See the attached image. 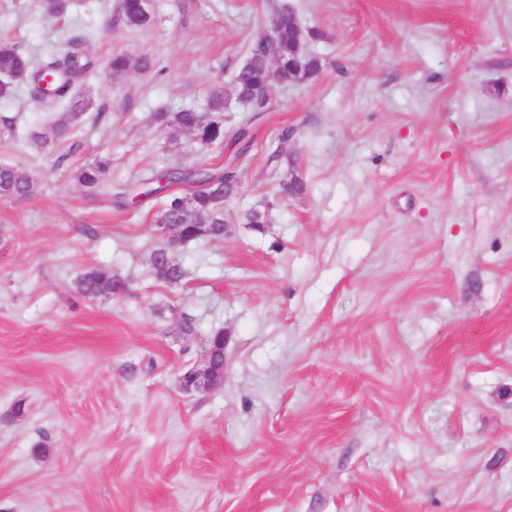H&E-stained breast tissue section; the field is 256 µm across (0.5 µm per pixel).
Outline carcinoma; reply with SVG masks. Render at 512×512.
Segmentation results:
<instances>
[{
	"instance_id": "carcinoma-1",
	"label": "carcinoma",
	"mask_w": 512,
	"mask_h": 512,
	"mask_svg": "<svg viewBox=\"0 0 512 512\" xmlns=\"http://www.w3.org/2000/svg\"><path fill=\"white\" fill-rule=\"evenodd\" d=\"M69 8L68 0H41V11L46 17H59ZM116 10L120 20L128 27L143 28L151 21L147 0H118ZM288 9L277 11L275 30H263L250 47L251 67L235 77L237 99L255 110L267 107L271 98L266 61L273 60L283 70L288 64L301 63L300 77L309 79L322 70V60L314 55L304 59L295 53ZM94 71V62L87 56L67 52L40 63L32 61L17 43L0 40V98L12 95L15 82L24 80L32 97L46 105L61 109L60 116L40 131L31 132L25 143L42 150L54 147L71 138L80 117L91 106V101L78 94L76 87L84 84ZM52 78V94H46L41 83ZM154 120L175 134H190L201 146L227 149L230 161L223 168L205 163L193 165L180 158L167 161L154 179L140 183V191L131 194L122 189L116 194L117 206L136 203L160 195L163 197L156 219L158 224H181L183 232L193 235L196 226H202L200 239L224 240L226 224L225 198L238 183L236 161L246 154L254 141L249 126L244 124L234 131L224 127V92L214 93L206 112L182 109L177 112H157ZM110 160L101 158L79 169L77 181L87 189H97L109 175ZM36 192V183L16 164L0 161V198L25 199ZM155 277L169 285L183 279V266L151 265ZM113 279L98 270H88L76 280V288L84 298H97L110 293Z\"/></svg>"
}]
</instances>
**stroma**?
Wrapping results in <instances>:
<instances>
[{
    "instance_id": "1",
    "label": "stroma",
    "mask_w": 512,
    "mask_h": 512,
    "mask_svg": "<svg viewBox=\"0 0 512 512\" xmlns=\"http://www.w3.org/2000/svg\"><path fill=\"white\" fill-rule=\"evenodd\" d=\"M115 5L0 0L30 56L95 62L53 152L23 139L55 110L0 99V160L37 183L0 198V512H512V0H151L144 29ZM284 6L323 68L254 114L233 76ZM217 90L255 144L170 287L160 199L111 198L171 155L224 165L153 119ZM90 269L127 290L82 298ZM219 329L223 383L182 390ZM110 160L101 158L94 163L83 166L76 174L77 181L86 189H97L109 175Z\"/></svg>"
}]
</instances>
